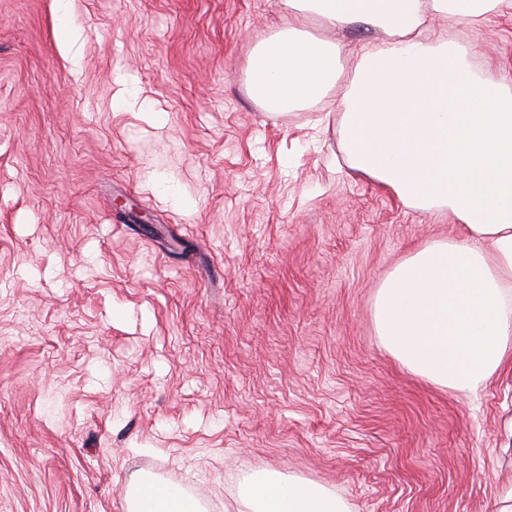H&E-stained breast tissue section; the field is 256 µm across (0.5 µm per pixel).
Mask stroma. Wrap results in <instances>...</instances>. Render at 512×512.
Segmentation results:
<instances>
[{"mask_svg":"<svg viewBox=\"0 0 512 512\" xmlns=\"http://www.w3.org/2000/svg\"><path fill=\"white\" fill-rule=\"evenodd\" d=\"M283 22L280 0H0V512H127L135 476L246 512L264 470L350 512H497L512 369L436 386L373 321L461 225L349 174L341 88L253 101ZM434 32L512 89L511 18Z\"/></svg>","mask_w":512,"mask_h":512,"instance_id":"35a3bbf8","label":"stroma"}]
</instances>
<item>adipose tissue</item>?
<instances>
[{
  "label": "adipose tissue",
  "instance_id": "1",
  "mask_svg": "<svg viewBox=\"0 0 512 512\" xmlns=\"http://www.w3.org/2000/svg\"><path fill=\"white\" fill-rule=\"evenodd\" d=\"M286 19L250 59L248 92L283 114L343 84L340 149L349 170L408 207L448 208L461 240L429 245L380 285L374 323L409 371L469 393L512 365V91L482 80L463 43L429 38L432 21L471 26L512 15V0H281ZM361 23L376 37L348 79L339 43L301 30ZM247 512H349L333 491L279 472L239 491ZM128 512H203L151 479L133 480Z\"/></svg>",
  "mask_w": 512,
  "mask_h": 512
}]
</instances>
